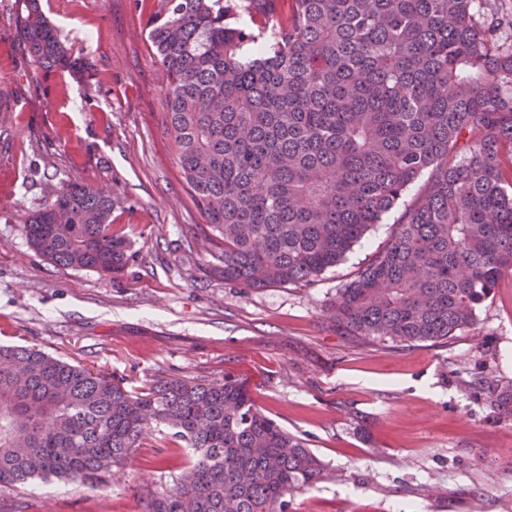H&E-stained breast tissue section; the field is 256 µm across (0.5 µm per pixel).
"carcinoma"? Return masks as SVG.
<instances>
[{"mask_svg": "<svg viewBox=\"0 0 512 512\" xmlns=\"http://www.w3.org/2000/svg\"><path fill=\"white\" fill-rule=\"evenodd\" d=\"M476 0H153L146 44L167 79L163 134L204 215L217 270L244 290L311 283L419 178L384 248L336 291V327L402 345L472 326L512 273V43ZM19 33L45 69L74 64L38 8ZM114 190L61 180L24 218L48 261L120 274ZM192 450L143 512H288L322 460L232 376L142 391L30 346H0V486L93 484L149 423Z\"/></svg>", "mask_w": 512, "mask_h": 512, "instance_id": "cac0c4a2", "label": "carcinoma"}]
</instances>
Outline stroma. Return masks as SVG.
Segmentation results:
<instances>
[{
	"mask_svg": "<svg viewBox=\"0 0 512 512\" xmlns=\"http://www.w3.org/2000/svg\"><path fill=\"white\" fill-rule=\"evenodd\" d=\"M75 68L45 70L0 0V344L33 345L125 378L245 382L255 406L329 474L288 512H512V274L476 323L436 343L340 335L336 291L390 239L415 183L314 283L249 292L213 272L205 219L158 125L165 78L136 0H39ZM112 187L132 257L122 276L55 265L22 221L59 180ZM190 456L163 424L100 486L0 487V512H141Z\"/></svg>",
	"mask_w": 512,
	"mask_h": 512,
	"instance_id": "35a3bbf8",
	"label": "stroma"
}]
</instances>
